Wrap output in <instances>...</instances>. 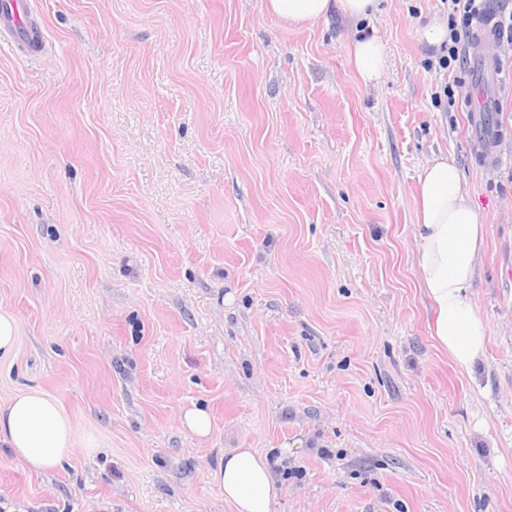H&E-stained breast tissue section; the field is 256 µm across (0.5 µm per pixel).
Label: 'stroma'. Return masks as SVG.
Returning a JSON list of instances; mask_svg holds the SVG:
<instances>
[{"instance_id":"obj_1","label":"stroma","mask_w":512,"mask_h":512,"mask_svg":"<svg viewBox=\"0 0 512 512\" xmlns=\"http://www.w3.org/2000/svg\"><path fill=\"white\" fill-rule=\"evenodd\" d=\"M29 6L43 49L0 37V402L47 393L98 449L39 472L0 447V512H235L211 480L235 448L295 470L271 512H512V78L488 163L462 104L483 59L431 72L417 37L447 5L297 29L264 0ZM441 155L486 228L469 375L415 266ZM351 60L358 75L365 81L379 78L383 67V47L375 37L356 40L351 48ZM17 324L15 317L0 308V357L11 355L17 343Z\"/></svg>"}]
</instances>
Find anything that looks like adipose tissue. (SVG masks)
<instances>
[{"label":"adipose tissue","instance_id":"obj_1","mask_svg":"<svg viewBox=\"0 0 512 512\" xmlns=\"http://www.w3.org/2000/svg\"><path fill=\"white\" fill-rule=\"evenodd\" d=\"M377 6L378 0H265L266 10L287 27L337 13L363 21ZM415 209L417 270L435 310L433 334L460 371L472 372L486 352L487 325L471 292L484 226L454 161L440 156L425 165ZM75 441L71 417L49 395L31 391L0 403V444L28 467L60 465ZM212 479L236 512H271L280 492L269 461L251 448L226 454Z\"/></svg>","mask_w":512,"mask_h":512}]
</instances>
